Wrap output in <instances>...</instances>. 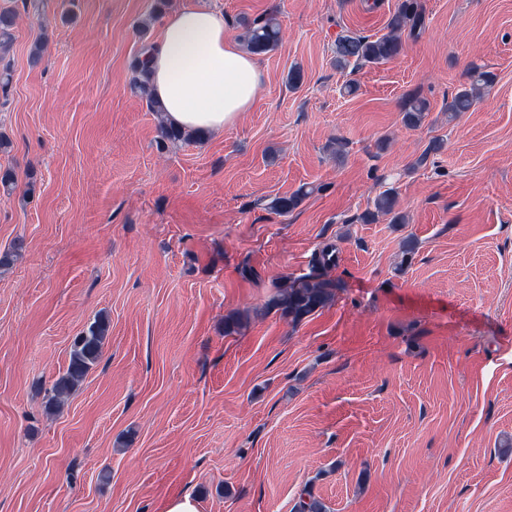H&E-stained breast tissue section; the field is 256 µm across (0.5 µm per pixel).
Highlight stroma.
Instances as JSON below:
<instances>
[{"label":"stroma","mask_w":512,"mask_h":512,"mask_svg":"<svg viewBox=\"0 0 512 512\" xmlns=\"http://www.w3.org/2000/svg\"><path fill=\"white\" fill-rule=\"evenodd\" d=\"M37 2L0 0L19 10L0 251L25 244L0 272V512H162L186 492L295 512L305 489L327 512H512V0H419L399 57L342 71L337 35L381 36L400 0H169L223 12L233 40L277 11L282 39L250 111L164 148L130 90L155 0ZM475 66L493 88L449 120ZM387 190L404 223L367 221ZM327 248L334 301L296 325L268 309ZM101 315L100 359L47 409ZM428 111L427 102L418 97L405 100L402 108V122L410 128L419 127Z\"/></svg>","instance_id":"obj_1"}]
</instances>
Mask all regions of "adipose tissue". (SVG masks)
Returning <instances> with one entry per match:
<instances>
[{"label":"adipose tissue","instance_id":"obj_1","mask_svg":"<svg viewBox=\"0 0 512 512\" xmlns=\"http://www.w3.org/2000/svg\"><path fill=\"white\" fill-rule=\"evenodd\" d=\"M155 98L174 125L223 132L248 111L263 81L255 57L224 35V15L185 8L164 20L149 62Z\"/></svg>","mask_w":512,"mask_h":512}]
</instances>
